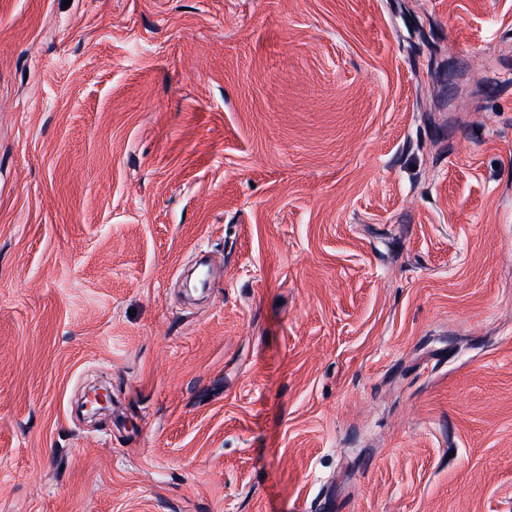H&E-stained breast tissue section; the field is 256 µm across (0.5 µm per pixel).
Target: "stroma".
<instances>
[{
  "instance_id": "1",
  "label": "stroma",
  "mask_w": 512,
  "mask_h": 512,
  "mask_svg": "<svg viewBox=\"0 0 512 512\" xmlns=\"http://www.w3.org/2000/svg\"><path fill=\"white\" fill-rule=\"evenodd\" d=\"M0 512H512V0H0Z\"/></svg>"
}]
</instances>
